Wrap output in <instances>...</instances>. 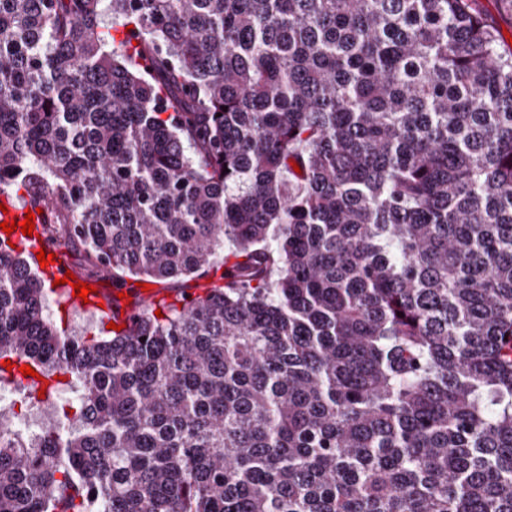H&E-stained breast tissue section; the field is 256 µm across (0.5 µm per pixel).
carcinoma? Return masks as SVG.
<instances>
[{
    "instance_id": "obj_1",
    "label": "carcinoma",
    "mask_w": 512,
    "mask_h": 512,
    "mask_svg": "<svg viewBox=\"0 0 512 512\" xmlns=\"http://www.w3.org/2000/svg\"><path fill=\"white\" fill-rule=\"evenodd\" d=\"M14 188L114 284L213 281L61 336L0 235V388L78 394L34 440L0 407V512H512V46L477 0H0Z\"/></svg>"
}]
</instances>
